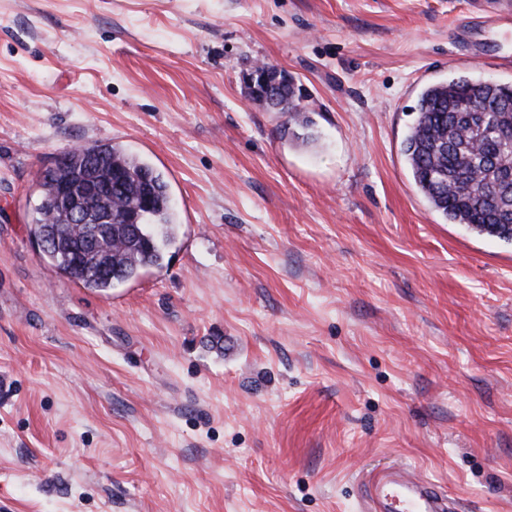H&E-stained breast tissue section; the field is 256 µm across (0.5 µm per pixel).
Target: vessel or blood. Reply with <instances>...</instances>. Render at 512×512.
<instances>
[{
  "label": "vessel or blood",
  "instance_id": "1",
  "mask_svg": "<svg viewBox=\"0 0 512 512\" xmlns=\"http://www.w3.org/2000/svg\"><path fill=\"white\" fill-rule=\"evenodd\" d=\"M370 512H449L437 486L405 467L389 468L366 483Z\"/></svg>",
  "mask_w": 512,
  "mask_h": 512
}]
</instances>
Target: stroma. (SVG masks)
I'll list each match as a JSON object with an SVG mask.
<instances>
[{"mask_svg": "<svg viewBox=\"0 0 512 512\" xmlns=\"http://www.w3.org/2000/svg\"><path fill=\"white\" fill-rule=\"evenodd\" d=\"M483 0H0V512H363L404 465L512 512V242L433 211L420 91L512 83ZM285 72L312 119L248 97ZM116 144L169 183L161 267L96 292L31 233Z\"/></svg>", "mask_w": 512, "mask_h": 512, "instance_id": "1", "label": "stroma"}]
</instances>
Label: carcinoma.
Returning a JSON list of instances; mask_svg holds the SVG:
<instances>
[{"label": "carcinoma", "instance_id": "carcinoma-1", "mask_svg": "<svg viewBox=\"0 0 512 512\" xmlns=\"http://www.w3.org/2000/svg\"><path fill=\"white\" fill-rule=\"evenodd\" d=\"M477 99L483 110L469 111L468 105ZM469 121L483 127L476 143L465 132ZM402 151L417 188L448 223L465 224L479 234L512 242V190L490 198L498 172L512 169V84L478 87L453 79L427 86L420 93L417 117ZM68 155L67 165L40 181L42 216L33 234L65 243L43 256L67 279L95 291H108L147 268L161 266L176 230L163 175L117 145L84 146ZM113 169L124 174V181L121 188L112 189L106 204L117 211L133 208L146 191L154 206L144 214L138 234L131 236L124 225L114 224L99 249L76 261L66 245L77 243L80 231L60 223L55 184L88 171L103 181ZM102 265L109 271L101 273Z\"/></svg>", "mask_w": 512, "mask_h": 512}]
</instances>
